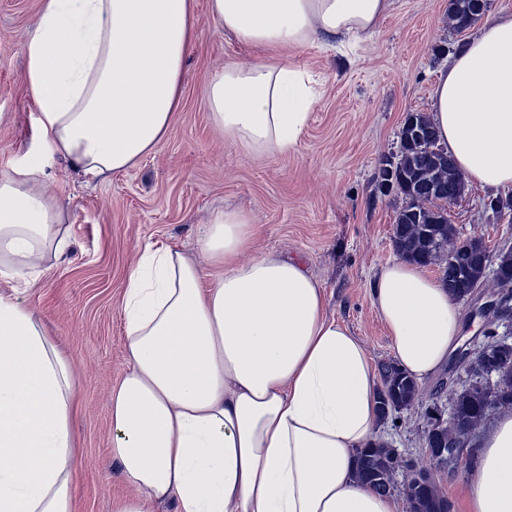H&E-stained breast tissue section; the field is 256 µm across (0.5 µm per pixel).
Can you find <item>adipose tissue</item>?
<instances>
[{"label":"adipose tissue","mask_w":512,"mask_h":512,"mask_svg":"<svg viewBox=\"0 0 512 512\" xmlns=\"http://www.w3.org/2000/svg\"><path fill=\"white\" fill-rule=\"evenodd\" d=\"M392 0H210L239 43L266 59L226 63L209 107L247 152L295 151L317 103L287 58L318 41L372 35ZM195 29L192 0H41L25 86L38 151L0 174V277L37 280L65 254L58 197L41 188L61 158L106 178L166 138ZM429 119L467 185L512 187V12L481 25L440 70ZM255 226L215 212L198 241L202 269L146 246L122 300L127 368L112 391V455L130 495L112 512H400L355 476L374 438L379 382L362 343L325 312L299 260L253 259ZM371 303L415 381L447 362L463 313L426 266L401 258ZM78 390L71 365L19 295H0V512H75ZM467 512H512V413L481 436Z\"/></svg>","instance_id":"ef3b65f1"}]
</instances>
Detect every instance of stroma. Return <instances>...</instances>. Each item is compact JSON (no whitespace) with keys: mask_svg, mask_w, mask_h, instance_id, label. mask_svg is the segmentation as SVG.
<instances>
[{"mask_svg":"<svg viewBox=\"0 0 512 512\" xmlns=\"http://www.w3.org/2000/svg\"><path fill=\"white\" fill-rule=\"evenodd\" d=\"M40 0H0V173L36 145V109L25 92L26 45ZM195 38L167 137L137 166L101 180L55 160L43 177L69 224L66 263L28 286L25 298L73 366L79 406L73 422L79 462L78 512H112L126 491L110 448L111 392L126 369L122 298L146 245L196 255L213 211L247 212L257 224L255 253L298 259L324 287L328 317L366 346L374 364L394 360L393 344L370 301L380 269L397 258L392 229L400 200L376 179L398 149L408 114L428 112L430 91L449 51L464 42L448 24V0H393L369 39L350 49L322 43L293 56L320 98L296 151L246 154L225 143L208 106V87L226 62L252 63L261 50L225 35L209 0H195ZM488 192L465 188L449 206L460 237L481 236L490 250L512 244V222L485 211ZM440 369L418 399L380 423L377 436L417 467L428 464L427 414L445 406Z\"/></svg>","mask_w":512,"mask_h":512,"instance_id":"1","label":"stroma"}]
</instances>
